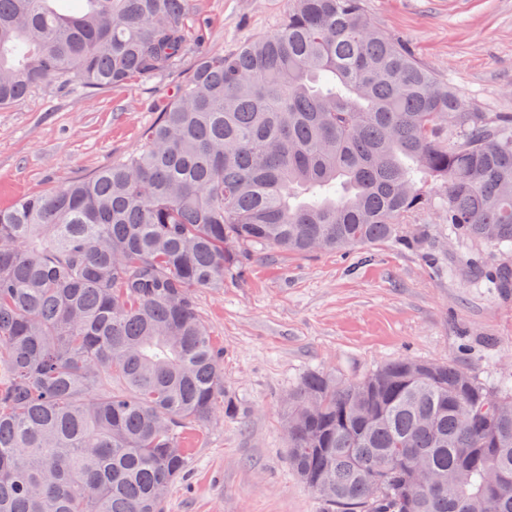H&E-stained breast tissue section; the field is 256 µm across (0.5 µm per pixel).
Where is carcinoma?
<instances>
[{
    "instance_id": "carcinoma-1",
    "label": "carcinoma",
    "mask_w": 512,
    "mask_h": 512,
    "mask_svg": "<svg viewBox=\"0 0 512 512\" xmlns=\"http://www.w3.org/2000/svg\"><path fill=\"white\" fill-rule=\"evenodd\" d=\"M189 0H0V108L165 76ZM438 181L451 233L512 252V115L473 112L360 0H290L202 55L140 149L0 209V512H163L183 430L222 410L196 292L251 252L399 241ZM512 288V264L490 272ZM288 465L324 512H512V381L392 360L311 372Z\"/></svg>"
}]
</instances>
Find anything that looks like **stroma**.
I'll return each instance as SVG.
<instances>
[{
  "label": "stroma",
  "mask_w": 512,
  "mask_h": 512,
  "mask_svg": "<svg viewBox=\"0 0 512 512\" xmlns=\"http://www.w3.org/2000/svg\"><path fill=\"white\" fill-rule=\"evenodd\" d=\"M471 108L512 113V0H361ZM288 0H190L201 49L165 76L94 96L43 85L0 108V209L87 177L137 150L199 52L225 53L278 29ZM388 241L341 252L256 248L245 270L197 308L223 354L224 398L236 408L182 436L186 473L165 512H322L288 466L284 401L309 372L362 378L401 356L457 362L477 378L512 377V292L470 264L500 262L488 243L456 238L441 188Z\"/></svg>",
  "instance_id": "stroma-1"
}]
</instances>
